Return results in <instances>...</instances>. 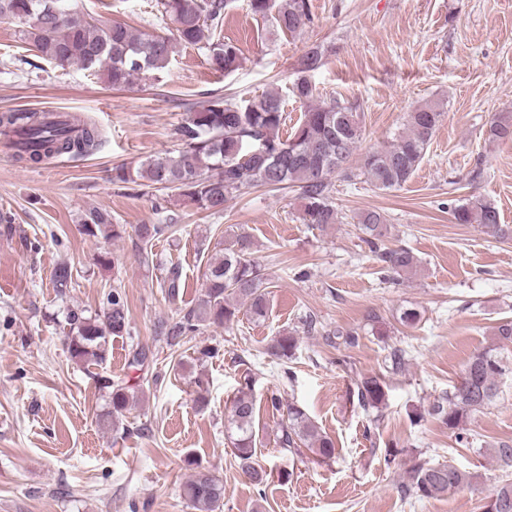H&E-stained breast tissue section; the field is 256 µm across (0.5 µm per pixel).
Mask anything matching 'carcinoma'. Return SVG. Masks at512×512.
Segmentation results:
<instances>
[{"label": "carcinoma", "instance_id": "cac0c4a2", "mask_svg": "<svg viewBox=\"0 0 512 512\" xmlns=\"http://www.w3.org/2000/svg\"><path fill=\"white\" fill-rule=\"evenodd\" d=\"M232 0H157L158 11L173 25L170 33L138 34L119 22L105 23L86 18L74 10L73 0H0V22L22 27L24 37L36 56L56 68L78 66L94 75L103 74L113 87H125L136 79L163 72L176 46L200 50L209 65L225 74L241 66V50L224 38V13ZM251 13L272 31L295 33L311 22L308 0H249ZM322 45L310 46L298 58V76L289 87L291 96L302 104L299 123L286 138L279 130L286 122L284 99L279 92H267L243 103L213 97L190 109L178 128L182 147L175 154L147 159L132 173L117 168L114 182L139 178L148 186L178 190L198 209L210 214L224 211L235 193L259 186L296 187L302 201V220L319 229L341 223L331 196V176L340 173L354 181L364 178L378 190H398L419 168L431 140L444 117L437 102H428L407 113L406 123L388 145L368 152L363 163L352 166V157L363 138L357 106L338 99H322L312 73L324 64ZM0 136L23 162L39 164L60 156H86L100 142L97 127L76 115H54L35 110H13L0 114ZM512 139V119L500 118L488 131V140ZM458 224H478L485 232L504 236L499 212L491 201L474 197L454 205ZM85 234L122 237L123 225L112 222L110 213L98 209L81 216ZM356 230L369 245H377L387 230L386 216L377 210L357 215ZM165 231L160 224H143L140 241L152 245ZM379 260L392 273L403 276L420 266L408 249L387 248ZM54 288L63 295L71 287L72 274L66 264L53 276ZM261 264L254 257L253 243L244 233L224 243V248L208 260L203 297L184 308L179 317L162 324L160 335L167 345H180L205 323L231 324L239 313L260 322L270 309L269 292ZM164 287L169 299L179 298L182 288L179 271L169 270ZM72 336L68 337L71 357L80 362H106L110 341L129 334L130 315L122 295L114 291L102 314L92 318L72 311L68 315ZM298 348L296 332L287 331L273 339L266 353L279 359L291 358ZM468 382L454 387L428 414L455 432L458 446L468 448L474 439L462 431L468 415L491 405L499 395L504 374L503 359L493 350L473 354L463 368ZM112 414L120 415L130 405L128 387L112 380ZM352 396L365 412H378L387 401V384L378 376L355 379ZM230 425L234 432L233 452L242 471L256 486L265 485L270 473L256 460L260 430V408L251 393V379L230 399ZM277 444L298 453L306 447L319 459L336 455L333 439L319 432L299 406H290L279 423ZM489 455L503 471H512V443L500 441ZM477 475L453 463L419 461L407 471L402 485L407 499L436 498L450 490L473 485ZM193 512H217L224 500V482L208 471H198L181 488ZM485 512H512V481L497 486Z\"/></svg>", "mask_w": 512, "mask_h": 512}]
</instances>
